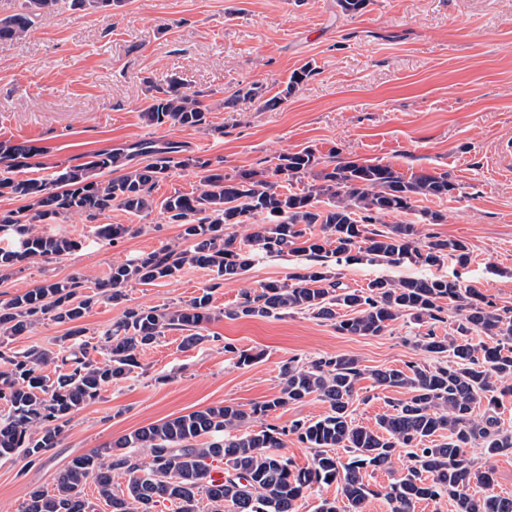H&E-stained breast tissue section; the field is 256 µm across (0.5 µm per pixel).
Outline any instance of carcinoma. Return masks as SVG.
I'll use <instances>...</instances> for the list:
<instances>
[{"mask_svg":"<svg viewBox=\"0 0 512 512\" xmlns=\"http://www.w3.org/2000/svg\"><path fill=\"white\" fill-rule=\"evenodd\" d=\"M62 2L23 0L16 12L0 15V43L25 36L35 19ZM312 73L306 64L294 70L285 89L264 106L280 104ZM148 92L141 110L148 125L224 134L223 127L208 120L210 106L185 90L179 77L152 84ZM44 152L28 142L0 141V196L25 202L16 210L0 211V232L15 235L14 245L0 247V283L25 262L58 259L76 250L74 240L37 231V225L60 216L94 220L114 207L133 215L158 207L170 223L181 225V237L190 247L166 245L114 264L93 295L81 292L84 281L75 275L0 302V401L8 406L0 416V458L17 455L30 464L41 460L58 447L73 414L112 383L128 378L138 367L137 352L166 332H183L186 348L209 340L202 330L212 318V292L240 279L261 256H303L311 265L290 274L286 283L244 292V301L229 315L278 318L307 312L334 322L343 334L380 336L409 314L429 324L415 346L435 363L368 372L347 355H325L301 365L291 360L281 370L276 397L249 412L230 404L212 406L125 434L74 458L58 475L54 491L33 489L21 512H94L84 493L90 480L112 512H154L165 501L174 512H200L204 499L209 512H295L305 490L334 482L341 484L343 500L323 498L317 512H363L376 491L363 481L362 470H390L402 453L411 465L384 489L391 512H415L417 503L444 495L454 501L455 512H512V498L494 492L492 472L474 468L469 457L473 448L487 458L512 454V428L495 412L512 397V308L498 306L457 279L377 277L367 287L351 290L334 270L360 260L362 253L378 264L439 266L449 257L466 264L468 247L460 240L434 237L423 245L415 224L376 228L382 216L412 210L420 196L456 190L448 173L407 178L389 165L356 161L322 167L313 152L303 150L279 156L271 180L257 171L230 176L221 161L191 154L183 145L142 142L132 152L95 151L84 163L45 176L18 175ZM189 167L201 173L203 190L154 202V185L173 170ZM306 177L312 182L300 191L283 190V183ZM257 216L263 223L255 222ZM226 224H246L250 233L240 239L226 235ZM316 227L318 235L313 234ZM136 232L130 224L96 225L97 237L112 243ZM187 264L212 270L215 282L182 305L126 307L98 347L81 341L56 352L30 348L18 353L5 344L45 317L67 324L81 320L100 299L123 303L131 281H164ZM339 307L349 313L340 314ZM447 310L461 317L455 336H439L434 330L445 322ZM474 332L495 337L494 345L473 343ZM91 349L106 351V358L92 360ZM55 361L61 362L56 376L42 374ZM367 376L380 387L408 393L387 401L389 410L379 416L375 429L352 420L359 383ZM310 396L327 405L322 418L295 420L281 429L272 424L250 428L253 416L267 417ZM484 403L487 410L480 415L476 408ZM290 435L313 450L308 466H297L285 452ZM134 448L147 449L149 462L134 461ZM338 448L347 459L336 454ZM215 462L224 464L219 483L210 478ZM114 472L126 477L125 489H113Z\"/></svg>","mask_w":512,"mask_h":512,"instance_id":"carcinoma-1","label":"carcinoma"}]
</instances>
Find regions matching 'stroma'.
I'll use <instances>...</instances> for the list:
<instances>
[{
  "instance_id": "35a3bbf8",
  "label": "stroma",
  "mask_w": 512,
  "mask_h": 512,
  "mask_svg": "<svg viewBox=\"0 0 512 512\" xmlns=\"http://www.w3.org/2000/svg\"><path fill=\"white\" fill-rule=\"evenodd\" d=\"M314 73L273 108L238 100L259 83L266 97L284 89L304 64ZM179 75L210 104L222 136L195 128L155 127L141 118L148 81ZM43 147L30 177L85 162L105 148L174 141L224 162L227 174L270 172L277 158L313 151L325 163L358 160L396 171L448 173L451 195L422 197L384 224H420L428 210L438 224L422 236L460 240L467 264L447 259L428 276L459 280L501 307L512 308V0H372L363 14L341 13L336 0H115L107 10L62 5L36 19L23 38L0 44V141ZM108 223L135 234L104 242L92 221H48L40 230L78 242L71 255L22 264L0 284V300L72 275L86 294L112 265L170 245L186 248L179 225L160 211L138 216L116 208ZM300 261L262 257L234 282L214 289L207 340L185 349L167 332L138 352V368L100 399L78 410L58 448L42 460H0V512H20L35 488L53 490L75 457L103 448L140 427L210 406L250 409L278 395L289 359L348 355L372 370L424 360L413 344L425 325L404 316L379 336H349L306 313L236 317L246 291L285 282ZM211 270L188 265L174 279L129 284L128 303L183 304L212 287ZM69 325L41 320L14 337L12 350H58ZM257 353L248 367L235 350ZM354 423L375 427L396 391L359 384Z\"/></svg>"
}]
</instances>
